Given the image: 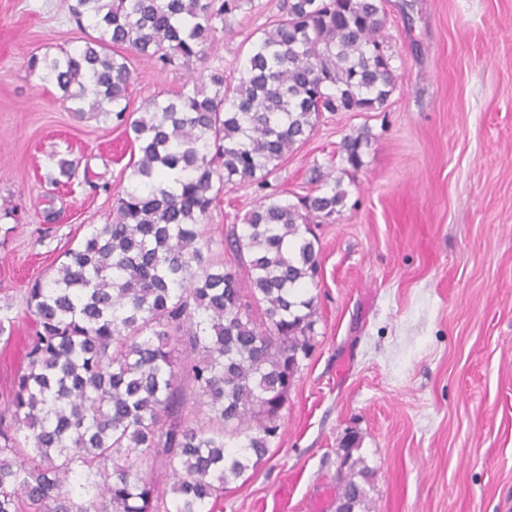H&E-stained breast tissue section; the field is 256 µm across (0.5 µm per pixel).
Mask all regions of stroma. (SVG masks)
<instances>
[{"label":"stroma","mask_w":512,"mask_h":512,"mask_svg":"<svg viewBox=\"0 0 512 512\" xmlns=\"http://www.w3.org/2000/svg\"><path fill=\"white\" fill-rule=\"evenodd\" d=\"M72 0H0V307L21 312L0 343V392L34 327L26 290L87 225L112 218L133 146L114 116L71 112L31 55L79 45ZM231 20L207 64L240 69L283 0ZM400 80L382 112L325 114L269 182L293 203L313 168L346 193L320 225L317 346L279 436L211 512H336L346 438L370 470L372 512H512V0H385ZM130 103L179 90L186 70L134 65ZM368 130L363 164L340 146ZM73 164L59 184L61 162ZM259 197L225 189L208 219L214 252Z\"/></svg>","instance_id":"35a3bbf8"}]
</instances>
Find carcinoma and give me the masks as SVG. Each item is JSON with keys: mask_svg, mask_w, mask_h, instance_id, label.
<instances>
[{"mask_svg": "<svg viewBox=\"0 0 512 512\" xmlns=\"http://www.w3.org/2000/svg\"><path fill=\"white\" fill-rule=\"evenodd\" d=\"M255 0H73L83 45L28 65L72 111L112 113L139 152L112 222L90 224L28 289L25 365L0 399V512H211L256 469L316 344L311 225L345 192L272 191L212 252L224 189L265 190L325 112H382L400 76L383 0H284L238 75H194L229 17ZM98 32L94 36L87 29ZM191 84L130 113L132 61ZM366 133L344 139L358 169ZM18 314L0 308V341ZM195 410H186L187 399ZM345 449L336 512H370L367 467ZM171 469L170 489L152 471Z\"/></svg>", "mask_w": 512, "mask_h": 512, "instance_id": "carcinoma-1", "label": "carcinoma"}]
</instances>
